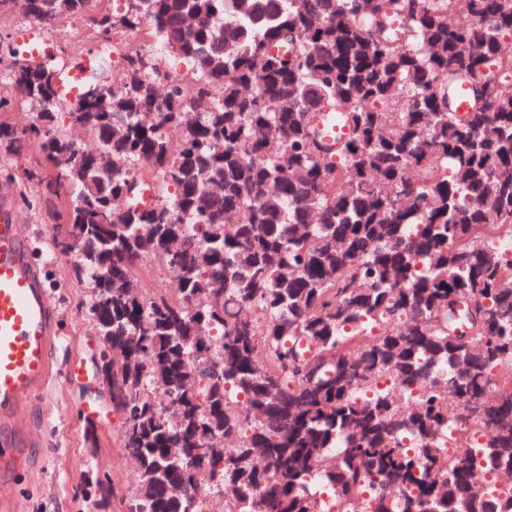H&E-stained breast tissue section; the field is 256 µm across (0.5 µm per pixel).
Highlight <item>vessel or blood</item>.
<instances>
[{"label": "vessel or blood", "instance_id": "obj_1", "mask_svg": "<svg viewBox=\"0 0 512 512\" xmlns=\"http://www.w3.org/2000/svg\"><path fill=\"white\" fill-rule=\"evenodd\" d=\"M30 57L42 61L52 52L39 28L21 30ZM88 65L69 66L61 96H82ZM25 225L16 221L8 200H0V512H19L15 474L19 461L35 464L31 450L41 442L37 429L20 427L17 414L37 400L55 376L53 351L58 343L55 313L33 260Z\"/></svg>", "mask_w": 512, "mask_h": 512}]
</instances>
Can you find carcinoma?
I'll return each mask as SVG.
<instances>
[{
    "label": "carcinoma",
    "mask_w": 512,
    "mask_h": 512,
    "mask_svg": "<svg viewBox=\"0 0 512 512\" xmlns=\"http://www.w3.org/2000/svg\"><path fill=\"white\" fill-rule=\"evenodd\" d=\"M14 7L100 44L86 102L57 95L63 53L12 50L0 90V156L50 164L28 177L136 463L129 493L91 472L84 497L321 512L315 475L333 512H512V0Z\"/></svg>",
    "instance_id": "obj_1"
}]
</instances>
